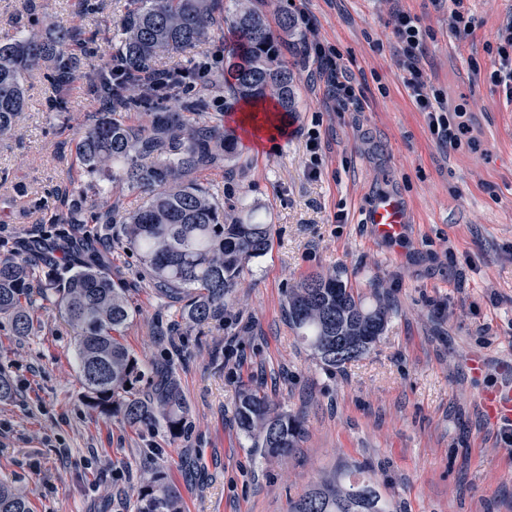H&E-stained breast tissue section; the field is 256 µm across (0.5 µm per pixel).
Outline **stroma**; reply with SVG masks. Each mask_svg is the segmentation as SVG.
<instances>
[{"mask_svg":"<svg viewBox=\"0 0 512 512\" xmlns=\"http://www.w3.org/2000/svg\"><path fill=\"white\" fill-rule=\"evenodd\" d=\"M0 0V38L44 33L57 22L81 32L74 68L57 83L48 66L25 77L29 101L0 141V239L33 257L31 239L67 216L58 190L87 183L78 132L101 112L94 76L120 48L131 0ZM270 25L305 11L282 47L296 77L295 110L273 147L238 143L236 157L188 173L224 206L271 226L224 319L181 322L139 276L117 240L99 244L129 288L124 343L138 358L169 359L188 404L181 435L133 428L92 411L78 380L77 332L54 308L32 336L0 330V369L18 384L0 402V480L27 492L34 512H135L144 477L179 486L182 512H289L310 485L360 466L397 512H512V449L488 428L470 354L512 353V104L489 74L512 0H467L476 28L457 38L447 7L399 0L425 32L424 75L465 105L478 142L440 145L397 65L389 0H256ZM338 48L361 84V105L336 111L311 92L303 67L310 36ZM481 71L473 73L471 59ZM317 136L318 152L308 147ZM399 195L413 222L398 243L374 240L364 214ZM313 273L377 290L390 318L373 349L330 373L285 316L288 293ZM259 391L301 415L303 435L283 459L255 453L238 428L240 395Z\"/></svg>","mask_w":512,"mask_h":512,"instance_id":"35a3bbf8","label":"stroma"}]
</instances>
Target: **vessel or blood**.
<instances>
[{
  "label": "vessel or blood",
  "instance_id": "vessel-or-blood-1",
  "mask_svg": "<svg viewBox=\"0 0 512 512\" xmlns=\"http://www.w3.org/2000/svg\"><path fill=\"white\" fill-rule=\"evenodd\" d=\"M365 221L372 228L374 239L395 241L402 238L411 222L407 205L396 195L387 193L379 196L375 205L366 213ZM495 368L496 380L477 396V403L493 428L512 425V358L491 363L483 354L472 355L467 368L471 377H481L488 368Z\"/></svg>",
  "mask_w": 512,
  "mask_h": 512
}]
</instances>
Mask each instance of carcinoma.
<instances>
[{"label":"carcinoma","instance_id":"1","mask_svg":"<svg viewBox=\"0 0 512 512\" xmlns=\"http://www.w3.org/2000/svg\"><path fill=\"white\" fill-rule=\"evenodd\" d=\"M123 29L122 47L96 81L110 78L112 93L128 110L145 119L129 125L123 112H102L80 134L78 147L87 173L107 184L147 192L137 210L114 214L104 222L95 215L102 206L90 187L67 185L77 210L90 213L92 232L78 216L50 223L45 237H73L74 251L53 262L43 252L19 259L0 241V319L14 336H29L37 325L39 300L58 309L80 331L78 378L90 408L117 416L130 427H163L182 432L188 413L183 394L168 370V361L150 365L136 358L121 336L131 319L128 288L112 278L91 241L119 225L117 239L136 257L148 285L179 305L181 320L201 325L224 320V302L241 285L245 266L270 247V225L250 220H224V206L200 185L185 180L188 172L234 153L232 129L206 121L207 100L193 93L177 100L178 111L156 104L195 81V59L169 76L157 89H141L140 69L162 53L190 50L204 42L224 8V24L233 45L224 56V85L247 104L275 101L286 114L295 106L294 78L280 58L281 35L293 29L283 12L279 31L252 0H134ZM76 33L61 24L47 34L0 39V139L12 134L26 105L22 82L42 61L54 72L68 74ZM289 324L312 355L328 371L360 358L373 348L388 323L389 309L378 292L360 294L339 276L311 275L288 293ZM153 373L151 392L139 384ZM18 393L15 381L0 370V401ZM240 429L264 457L283 458L297 447L303 422L298 415L276 410L263 396L244 392L237 405ZM180 489L161 474L146 479L139 490L137 512H181ZM0 512H32L28 495L0 482ZM290 512H395L392 501L366 471L347 469L320 481L292 502Z\"/></svg>","mask_w":512,"mask_h":512}]
</instances>
